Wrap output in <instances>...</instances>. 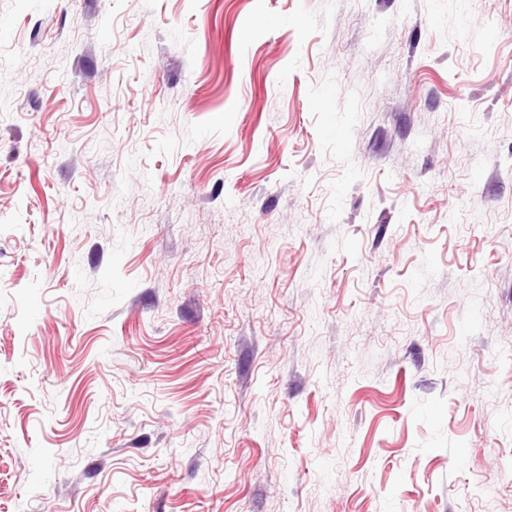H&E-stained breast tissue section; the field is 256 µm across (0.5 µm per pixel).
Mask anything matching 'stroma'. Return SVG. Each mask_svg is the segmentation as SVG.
<instances>
[{
	"label": "stroma",
	"mask_w": 512,
	"mask_h": 512,
	"mask_svg": "<svg viewBox=\"0 0 512 512\" xmlns=\"http://www.w3.org/2000/svg\"><path fill=\"white\" fill-rule=\"evenodd\" d=\"M0 512H512V0H0Z\"/></svg>",
	"instance_id": "stroma-1"
}]
</instances>
